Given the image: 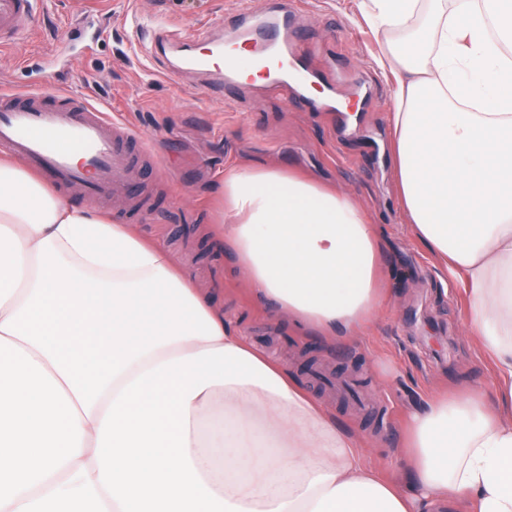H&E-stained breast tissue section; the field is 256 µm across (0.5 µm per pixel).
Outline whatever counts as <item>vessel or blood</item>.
I'll return each instance as SVG.
<instances>
[{"label":"vessel or blood","instance_id":"obj_1","mask_svg":"<svg viewBox=\"0 0 512 512\" xmlns=\"http://www.w3.org/2000/svg\"><path fill=\"white\" fill-rule=\"evenodd\" d=\"M40 0H0V48L24 38ZM291 10L275 8L255 13L240 5L230 13L225 41L199 31L198 42L208 44L203 54L189 53L184 66L214 83L239 90L251 68L273 91L302 99L316 83L314 73L300 59L306 49L291 24ZM0 151L21 157L51 186L75 187L85 197L108 196L113 184L128 181L134 168L152 164L146 143L130 127L105 128L100 108L86 96L47 85L0 92Z\"/></svg>","mask_w":512,"mask_h":512}]
</instances>
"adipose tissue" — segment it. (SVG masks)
Instances as JSON below:
<instances>
[{"label": "adipose tissue", "instance_id": "obj_1", "mask_svg": "<svg viewBox=\"0 0 512 512\" xmlns=\"http://www.w3.org/2000/svg\"><path fill=\"white\" fill-rule=\"evenodd\" d=\"M403 220L458 278L493 393L408 420V482L228 327L162 242L0 155V512H512V0H368ZM217 249L298 329L358 339L385 242L352 195L244 166Z\"/></svg>", "mask_w": 512, "mask_h": 512}]
</instances>
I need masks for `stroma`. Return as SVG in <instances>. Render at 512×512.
Returning a JSON list of instances; mask_svg holds the SVG:
<instances>
[{
  "instance_id": "stroma-1",
  "label": "stroma",
  "mask_w": 512,
  "mask_h": 512,
  "mask_svg": "<svg viewBox=\"0 0 512 512\" xmlns=\"http://www.w3.org/2000/svg\"><path fill=\"white\" fill-rule=\"evenodd\" d=\"M234 0H43L28 37L0 51L6 85L42 84L47 71L144 137L155 169L143 172L155 205L136 222L166 242L196 284L220 289L226 320L328 401L337 422L361 441L370 463L399 474L406 417L443 388L492 389L494 378L464 331L461 286L435 266L404 223L390 164L394 80L374 63L381 45L362 16L363 0H302L296 27L315 45L307 62L345 78L334 91L353 105L355 125L332 112L260 88L227 97L192 71L169 73L176 45L151 52L135 16L191 42L199 27L224 33ZM294 169L350 191L390 248L386 295L358 341L324 340L257 304L232 257L209 236L212 190L226 168Z\"/></svg>"
}]
</instances>
